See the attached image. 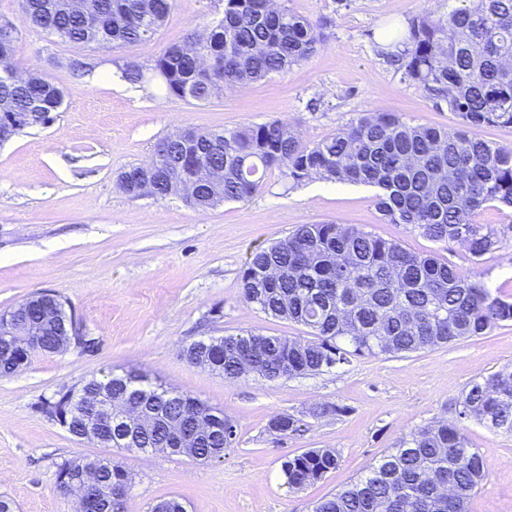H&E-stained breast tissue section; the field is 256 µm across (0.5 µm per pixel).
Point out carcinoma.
Here are the masks:
<instances>
[{
    "mask_svg": "<svg viewBox=\"0 0 512 512\" xmlns=\"http://www.w3.org/2000/svg\"><path fill=\"white\" fill-rule=\"evenodd\" d=\"M446 16L423 12L407 34H390L387 56L400 63L402 79L417 85L457 123L412 125L395 112H360L336 133L308 143L278 119L222 131L190 129L178 140L162 138L148 161L119 176L120 188L138 194L144 179L154 198L182 195L177 163L194 169L195 189L184 200L199 211L245 201L278 170L288 184L312 178L374 187L386 224H402L436 243H459L478 264L512 233V224H481L492 206L512 210V146L485 140L486 126H512V0H459ZM174 0H20L15 36L0 39V113L27 112L19 132L53 121L64 91L40 70L26 81L12 59L21 27L39 29L77 45L121 49L149 40L164 25ZM325 22L281 6L277 0H224L222 17L203 31L191 30L152 63L125 61L118 78L143 87L158 82L169 97L208 102L228 90L260 81L310 60L321 48ZM246 303L264 314L304 327L308 338L240 332L213 339L224 350L209 352V369L235 381L256 374L268 381L327 372L359 357L398 356L484 336L512 324V297L463 271L436 251L414 253L401 243L356 227L301 224L288 237L251 252L241 274ZM38 332L40 346L27 354L0 340V377L12 375L18 358L63 351L59 319L40 303L18 305ZM264 359L247 370L236 352L251 341ZM112 387L121 405L132 394L145 413L170 422L183 417L191 395L151 386L133 373L109 372L61 394L70 412L86 391ZM457 416L512 434V365L469 383ZM216 429L176 455L212 462L224 457L236 430L224 412L209 405ZM300 420L274 416L269 426L294 433ZM165 431L151 426L124 451L156 448ZM331 448L287 456L281 469L290 490L314 485L336 470ZM486 463L456 421H437L402 438L367 472L314 502L312 512H469L487 477Z\"/></svg>",
    "mask_w": 512,
    "mask_h": 512,
    "instance_id": "1",
    "label": "carcinoma"
}]
</instances>
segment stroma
<instances>
[{
	"label": "stroma",
	"instance_id": "obj_1",
	"mask_svg": "<svg viewBox=\"0 0 512 512\" xmlns=\"http://www.w3.org/2000/svg\"><path fill=\"white\" fill-rule=\"evenodd\" d=\"M324 19L327 40L307 62L208 102L169 98L115 77L117 63H150L191 29L224 12V0H175L149 41L120 50L80 47L23 29L13 57L65 91L47 126L0 144V313L28 296H58L78 318L89 347L36 354L0 378V497L15 512H76L56 490L59 465L119 458L134 474L128 512H151L177 496L188 512H311L314 501L362 475L410 431L455 419L468 384L512 365V326L399 357L360 358L316 375L230 382L196 365L184 347L241 331L305 337L304 327L265 315L242 296L250 252L301 224L333 222L398 240L408 251H440L464 264L457 243H435L383 223L376 190L319 179L288 187L279 171L241 202L199 211L182 198L124 193L120 172L144 163L156 143L185 128L235 129L278 119L313 143L360 112H397L410 124L448 127L456 118L401 78L382 54L384 32L424 10L447 15L458 0H281ZM145 374L150 383L222 409L236 438L218 462L164 453L117 454L71 437L41 413L59 391L105 371ZM318 404L341 407L315 418ZM302 421L295 435L273 432V415ZM488 477L470 512H512V435L463 421ZM310 448H332L340 463L321 482L291 491L281 463Z\"/></svg>",
	"mask_w": 512,
	"mask_h": 512
}]
</instances>
